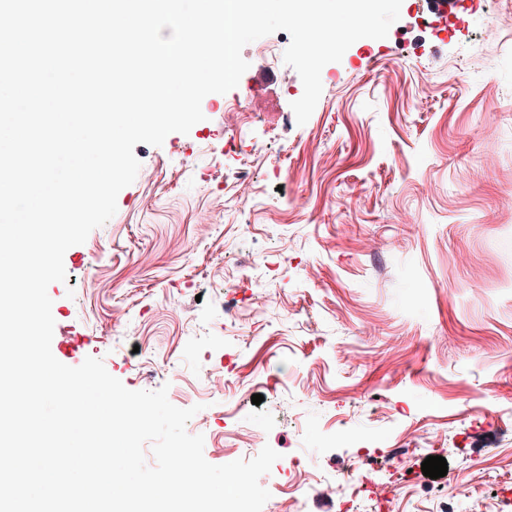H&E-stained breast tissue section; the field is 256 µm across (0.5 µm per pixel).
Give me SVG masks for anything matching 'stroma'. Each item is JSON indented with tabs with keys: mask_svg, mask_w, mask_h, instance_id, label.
I'll return each mask as SVG.
<instances>
[{
	"mask_svg": "<svg viewBox=\"0 0 512 512\" xmlns=\"http://www.w3.org/2000/svg\"><path fill=\"white\" fill-rule=\"evenodd\" d=\"M448 3L425 6L422 26L402 0L387 37L324 66L302 125L300 77L256 91L246 45L248 70L203 99V121L135 145L156 181L123 188L48 288L58 361L98 358L127 389L203 405L186 430L211 464L255 457L235 441L244 430L279 452L262 512L291 486L303 512H336L319 479L358 472L396 512H499L482 469L512 462V15L497 0ZM490 20L503 43L483 40ZM245 96L255 112L238 134L224 100ZM116 306L138 338L101 330ZM430 456L446 476L423 475ZM461 479L472 495L459 504L448 487Z\"/></svg>",
	"mask_w": 512,
	"mask_h": 512,
	"instance_id": "1",
	"label": "stroma"
}]
</instances>
